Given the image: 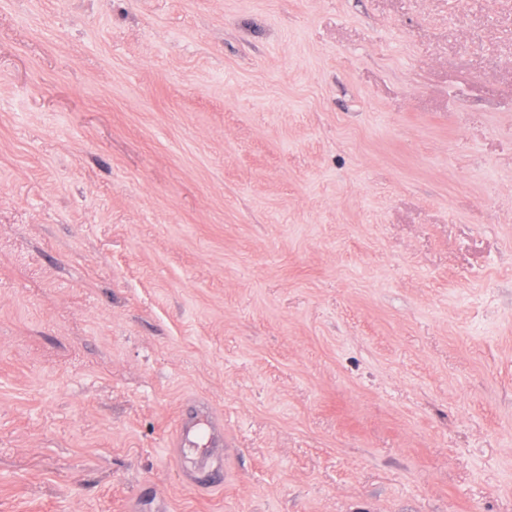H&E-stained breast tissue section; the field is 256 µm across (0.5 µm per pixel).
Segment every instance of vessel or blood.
Segmentation results:
<instances>
[{"mask_svg": "<svg viewBox=\"0 0 512 512\" xmlns=\"http://www.w3.org/2000/svg\"><path fill=\"white\" fill-rule=\"evenodd\" d=\"M195 416H183L175 428V438L169 453L177 459L185 458L189 448L205 443L213 450L212 464H203L185 471L188 484L199 490H216L224 485V459L217 450L224 444V420L207 404L195 402Z\"/></svg>", "mask_w": 512, "mask_h": 512, "instance_id": "1", "label": "vessel or blood"}]
</instances>
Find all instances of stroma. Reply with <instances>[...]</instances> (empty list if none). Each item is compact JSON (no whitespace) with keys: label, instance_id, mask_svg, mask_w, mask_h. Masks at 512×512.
Listing matches in <instances>:
<instances>
[{"label":"stroma","instance_id":"obj_1","mask_svg":"<svg viewBox=\"0 0 512 512\" xmlns=\"http://www.w3.org/2000/svg\"><path fill=\"white\" fill-rule=\"evenodd\" d=\"M129 501L512 512V0H0V512ZM196 416L185 414L176 424L173 448L169 454L182 460L187 456L189 448H195L199 440L204 439L208 455L214 464H203L195 468L182 467L188 484L198 490H216L224 486V457L216 454L214 448L224 444V419L207 404L193 399Z\"/></svg>","mask_w":512,"mask_h":512}]
</instances>
